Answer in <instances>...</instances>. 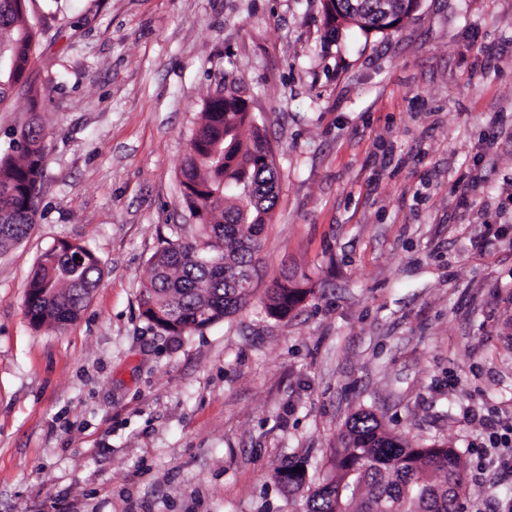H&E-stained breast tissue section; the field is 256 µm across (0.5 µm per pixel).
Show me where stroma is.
Here are the masks:
<instances>
[{"mask_svg":"<svg viewBox=\"0 0 512 512\" xmlns=\"http://www.w3.org/2000/svg\"><path fill=\"white\" fill-rule=\"evenodd\" d=\"M26 8L48 151L35 228L0 252V512H306L360 409L459 448L465 512L512 503V469L480 467L512 440V0H421L383 35L330 32L323 0ZM219 92L276 153L258 284L312 293L170 335L140 291L170 225L196 233L178 175ZM58 239L104 276L37 329L26 287ZM266 290L267 311L277 319L288 317L312 293L311 289L300 288L294 276L288 275L275 278Z\"/></svg>","mask_w":512,"mask_h":512,"instance_id":"35a3bbf8","label":"stroma"}]
</instances>
